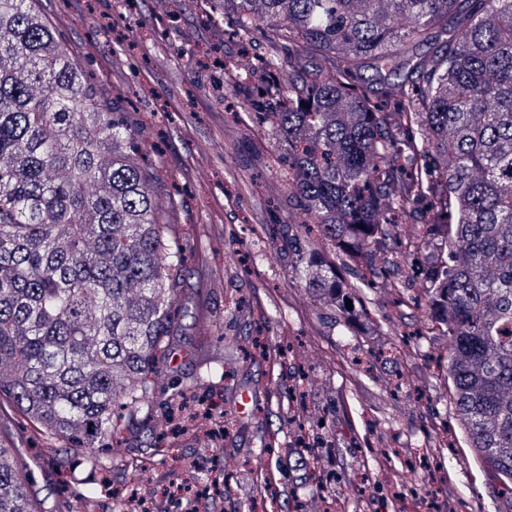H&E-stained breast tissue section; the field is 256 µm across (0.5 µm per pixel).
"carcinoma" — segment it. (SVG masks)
<instances>
[{
    "label": "carcinoma",
    "mask_w": 512,
    "mask_h": 512,
    "mask_svg": "<svg viewBox=\"0 0 512 512\" xmlns=\"http://www.w3.org/2000/svg\"><path fill=\"white\" fill-rule=\"evenodd\" d=\"M39 0H0V404L32 423L60 466L84 448L112 454L118 419L144 434L154 375L177 339L184 247L135 161L134 134L96 88ZM224 0L247 35L279 22L288 86L244 101L287 146L290 197L336 258L386 244L383 211L423 206L431 333L448 339L454 414L512 512V0ZM447 36L431 54L410 44ZM313 50L330 62L311 70ZM366 65L398 97L380 112L344 83ZM309 289L363 332L361 294L398 264L336 276L288 225ZM351 300L353 309L346 308ZM308 446L288 449L295 486L316 479ZM13 449L0 440V512H38Z\"/></svg>",
    "instance_id": "carcinoma-1"
}]
</instances>
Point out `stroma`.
I'll list each match as a JSON object with an SVG mask.
<instances>
[{"mask_svg": "<svg viewBox=\"0 0 512 512\" xmlns=\"http://www.w3.org/2000/svg\"><path fill=\"white\" fill-rule=\"evenodd\" d=\"M60 15L63 41L79 47L80 60L114 111L135 133L139 159L154 186L170 199L187 244L190 290L175 305L183 337L155 378L159 392L197 375L190 394L208 410L195 436L170 437L166 407H155L161 446L142 455L125 433L127 467L112 482L135 489L152 512H181L171 483L209 488L224 512H284L287 501L259 493L263 475L288 481V450L307 433L319 450L321 486L299 489L302 512H376L388 503L398 512L391 473L406 472L430 512H498L489 478L464 440L430 461L419 451L428 438L424 416L456 429L444 380L448 342H420L418 358L399 372L379 359L402 348L407 333L428 326L425 309L398 317L388 281L366 295L370 336L352 335L332 302L313 296L289 262L287 225L301 215L288 195L285 147L279 134L243 106V89L262 66L276 82L288 80V52L275 20L261 21L240 45L224 14V0H42ZM255 335L266 352L234 358L220 377L200 365L239 350ZM431 384L421 388V375ZM366 389L354 391L353 381ZM304 394L299 421L284 423L280 447L262 452L268 411ZM253 410L238 412L242 397ZM0 440L15 448L31 473L28 490L40 512H85L82 494L99 476L82 462L60 472L41 452L42 440L18 414L0 415ZM393 449L388 468L375 460ZM348 461L338 469L336 455ZM448 474L449 485L436 483Z\"/></svg>", "mask_w": 512, "mask_h": 512, "instance_id": "stroma-1", "label": "stroma"}]
</instances>
